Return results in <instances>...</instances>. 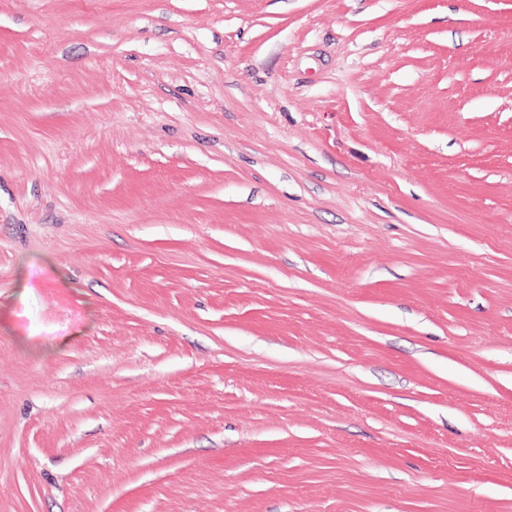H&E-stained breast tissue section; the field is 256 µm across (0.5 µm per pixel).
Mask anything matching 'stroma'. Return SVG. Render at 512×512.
<instances>
[{"label": "stroma", "instance_id": "1", "mask_svg": "<svg viewBox=\"0 0 512 512\" xmlns=\"http://www.w3.org/2000/svg\"><path fill=\"white\" fill-rule=\"evenodd\" d=\"M0 512H512V0H0Z\"/></svg>", "mask_w": 512, "mask_h": 512}]
</instances>
